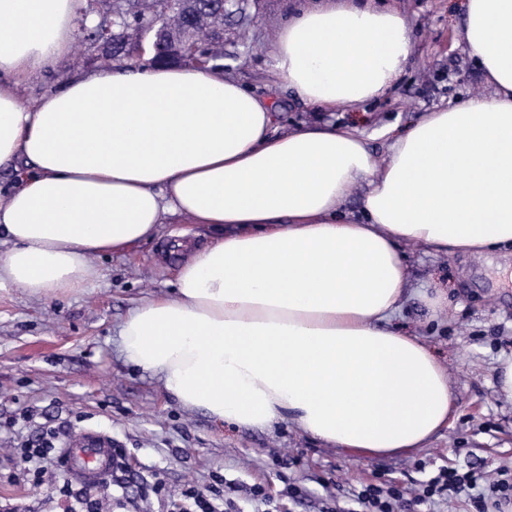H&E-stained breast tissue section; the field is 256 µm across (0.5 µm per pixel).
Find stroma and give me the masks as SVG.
Segmentation results:
<instances>
[{"instance_id":"35a3bbf8","label":"stroma","mask_w":512,"mask_h":512,"mask_svg":"<svg viewBox=\"0 0 512 512\" xmlns=\"http://www.w3.org/2000/svg\"><path fill=\"white\" fill-rule=\"evenodd\" d=\"M399 11L413 32L410 64L396 86L359 110L339 108L326 120L362 132L377 162L388 157V129L404 130L426 112L486 94L485 80L469 58L461 33L465 0H377ZM294 0H256L254 20L237 26L226 72L271 101L285 130L317 120L293 92L276 80L269 45ZM99 52L74 42L71 53L21 86L29 101L61 88L59 68L71 74L104 67ZM401 250L408 264V289L391 329L423 339L448 370L454 415L448 428L404 457L363 459L315 440L294 425L271 430L222 426L200 411L185 410L157 380L124 362L115 344L128 311L150 295H173L180 259L173 238L161 236L126 253L97 257L104 278L89 294L43 300L13 288L0 291V502L15 512H67L56 492L64 480L54 473L34 489L9 481L15 449L40 428L61 437L94 430L124 449L131 467L126 488L106 493L112 512H127L143 480L177 489L203 486L213 476L240 485L225 512H265L245 487L264 486L278 512H354L349 492L383 475L417 487L442 466L512 470V403L496 386L499 359L512 355V256L478 257L436 252L421 244ZM447 305L425 302L435 291ZM31 420H23L24 412ZM304 495L289 498L287 484ZM139 500V498H138ZM139 512H167L166 501L139 500Z\"/></svg>"}]
</instances>
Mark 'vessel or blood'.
I'll return each instance as SVG.
<instances>
[{
	"instance_id": "1",
	"label": "vessel or blood",
	"mask_w": 512,
	"mask_h": 512,
	"mask_svg": "<svg viewBox=\"0 0 512 512\" xmlns=\"http://www.w3.org/2000/svg\"><path fill=\"white\" fill-rule=\"evenodd\" d=\"M112 444L88 430L61 452V463L69 479L89 485L102 481L112 470Z\"/></svg>"
}]
</instances>
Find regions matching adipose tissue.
Here are the masks:
<instances>
[{
	"label": "adipose tissue",
	"mask_w": 512,
	"mask_h": 512,
	"mask_svg": "<svg viewBox=\"0 0 512 512\" xmlns=\"http://www.w3.org/2000/svg\"><path fill=\"white\" fill-rule=\"evenodd\" d=\"M75 25V0H0V169L14 176L0 187V291L87 294L96 257L178 225L177 294L131 309L125 362L221 424L288 422L363 457L424 448L453 414L448 372L384 323L407 292L401 244L512 247V0L465 3L489 96L426 113L380 165L356 128L278 131L237 78L185 65L101 68L22 101ZM412 53L395 11L305 0L271 57L282 87L329 111L385 95Z\"/></svg>",
	"instance_id": "obj_1"
}]
</instances>
